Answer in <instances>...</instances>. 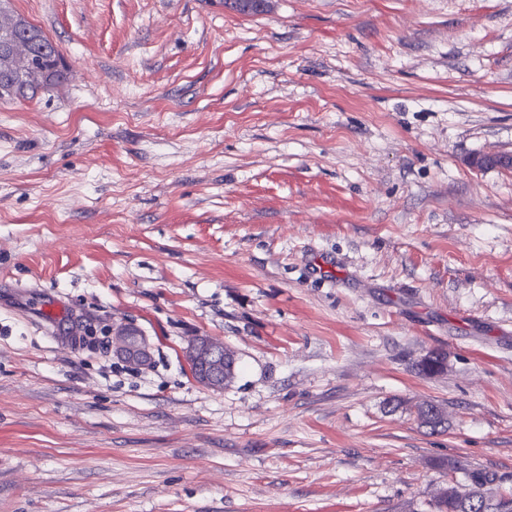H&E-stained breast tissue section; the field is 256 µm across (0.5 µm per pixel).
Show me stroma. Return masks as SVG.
I'll use <instances>...</instances> for the list:
<instances>
[{
	"mask_svg": "<svg viewBox=\"0 0 512 512\" xmlns=\"http://www.w3.org/2000/svg\"><path fill=\"white\" fill-rule=\"evenodd\" d=\"M11 3L69 73L0 103V512L512 489V169L470 164L512 152V0ZM40 291L94 339L29 321ZM197 336L237 351L228 387L188 373ZM112 352L135 368H145L152 363V345L147 338L125 326L113 329Z\"/></svg>",
	"mask_w": 512,
	"mask_h": 512,
	"instance_id": "stroma-1",
	"label": "stroma"
}]
</instances>
